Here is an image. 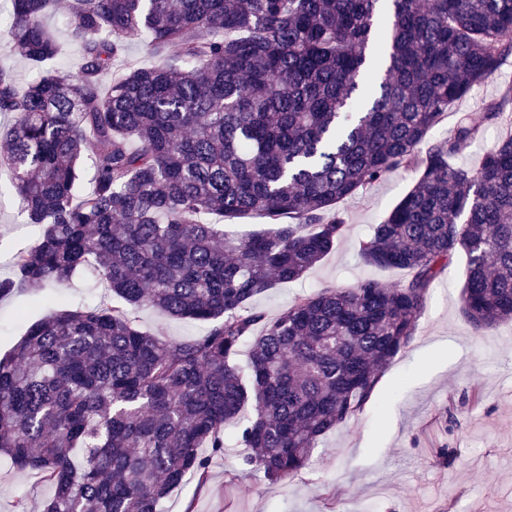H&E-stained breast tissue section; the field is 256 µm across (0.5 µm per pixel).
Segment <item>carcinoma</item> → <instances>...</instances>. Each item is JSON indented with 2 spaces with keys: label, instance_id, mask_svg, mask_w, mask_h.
<instances>
[{
  "label": "carcinoma",
  "instance_id": "1",
  "mask_svg": "<svg viewBox=\"0 0 512 512\" xmlns=\"http://www.w3.org/2000/svg\"><path fill=\"white\" fill-rule=\"evenodd\" d=\"M57 0H11L7 52L60 53ZM81 62L21 85L0 64L3 163L26 223L0 298L83 270L118 305L48 313L0 356V455L51 482L40 512H160L188 475L207 481L224 424L272 482L369 401L413 339L430 286L466 258L462 313L477 333L512 320V136L475 168L456 155L503 119L448 107L512 52V0H67ZM162 59L109 77L126 47ZM90 157L92 188L77 192ZM401 167L416 184L370 236L366 262L402 269L300 295L277 317L250 301L329 254L337 205ZM259 216L245 237L224 220ZM212 323L192 339L141 331L135 313ZM250 349L248 370L235 364Z\"/></svg>",
  "mask_w": 512,
  "mask_h": 512
}]
</instances>
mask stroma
<instances>
[{"instance_id":"1","label":"stroma","mask_w":512,"mask_h":512,"mask_svg":"<svg viewBox=\"0 0 512 512\" xmlns=\"http://www.w3.org/2000/svg\"><path fill=\"white\" fill-rule=\"evenodd\" d=\"M512 87V55L500 68L448 109L431 135L447 136L458 113L481 121L490 101ZM413 168L389 172L341 202L348 230L322 262L302 278L278 283L256 296L253 308L280 314L296 296L363 279L397 283L405 271L362 262L359 240L416 182ZM13 197L11 173L0 166V278L12 274L13 259L38 235ZM466 259L457 256L432 285L415 336L384 370L371 400L344 427L320 439L311 460L295 477L272 484L245 465L248 454L224 430V452L214 457L206 484L186 478L161 505V512H512V321L476 333L461 313ZM70 307L111 299L108 285L91 272L58 286ZM31 287L0 299V355L45 316ZM138 327L169 340L203 335L206 323L174 319L152 309L136 315ZM456 449L453 459L437 456ZM341 499H332L333 489ZM51 483L16 470L0 457V512H15L19 499L38 508Z\"/></svg>"}]
</instances>
